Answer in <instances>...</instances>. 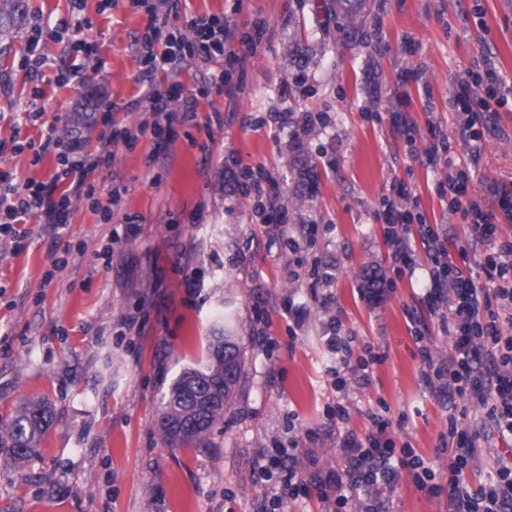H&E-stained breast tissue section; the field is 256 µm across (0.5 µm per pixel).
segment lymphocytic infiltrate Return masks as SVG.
<instances>
[{"instance_id":"1","label":"lymphocytic infiltrate","mask_w":512,"mask_h":512,"mask_svg":"<svg viewBox=\"0 0 512 512\" xmlns=\"http://www.w3.org/2000/svg\"><path fill=\"white\" fill-rule=\"evenodd\" d=\"M143 2L149 15L143 40L147 70H176L191 55L213 59L223 55L235 36L230 25L216 17L191 18L190 36H182L170 27L169 0ZM157 40L163 41V51H155L153 43ZM511 97L512 84L491 56L483 57L480 70L469 72L467 80L460 82L449 106L459 116L460 137L473 150H480L484 133L475 129L472 113ZM101 123L104 130L99 136V150L92 158L84 154L78 138L62 141L52 123L39 141H27L35 159L55 153L54 179L49 183L31 180L18 188L9 173L0 170V227L9 229L32 217L54 229L68 224L72 199L90 198L96 193L95 185L88 181L90 172L110 166L113 143L127 137L126 132L113 128L111 109H104ZM63 181L69 187L65 193H57V185ZM470 212L473 220L468 226L466 249L481 252L486 283L463 276L444 262L445 250L437 232L428 228L422 234L433 252L424 299L439 316L453 349L452 359L440 365L427 347H420L423 377L439 383L444 399L464 402L458 414L448 418V435L455 446L448 456L447 483L436 482L433 469L410 444L399 445L387 437L391 422L377 415L373 418L375 432L364 436L350 429L344 432L339 469L311 485L297 472H290L287 492L273 496L275 512H284L290 495L310 487L332 503L331 512H376L378 490L394 481L401 467L410 470L415 484L428 495H448L454 512H512V448L498 455L495 474L482 489L470 491L465 478L483 441L481 433L470 427L469 412H483L494 433L512 438V336L503 332L504 321L512 320V240H500L496 225L485 222L478 206H471ZM381 220L393 262L413 269L415 245L401 232L411 223V213L387 196L382 200Z\"/></svg>"}]
</instances>
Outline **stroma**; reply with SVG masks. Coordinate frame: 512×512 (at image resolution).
Wrapping results in <instances>:
<instances>
[{
    "mask_svg": "<svg viewBox=\"0 0 512 512\" xmlns=\"http://www.w3.org/2000/svg\"><path fill=\"white\" fill-rule=\"evenodd\" d=\"M318 0H170L172 26L226 18L236 37L223 57L158 71L171 92L170 139L140 133L153 117L143 100L139 40L148 15L136 0H26L10 37L0 41V170L15 183L49 181L53 155L34 162L15 141L38 138L26 112L68 127L76 108L113 103V122L138 130L112 147V165L89 176L95 199L73 200L70 222L52 231L29 221L25 240L0 231V420L23 402L49 400L56 422L39 454L15 466L0 448V512H270L289 471L312 480L339 467L345 430L367 433L387 406L396 442H410L438 480L448 454L438 442L446 408L438 386L420 377L419 345L447 361L451 340L423 301L429 265L416 247L415 272L394 276L378 217L392 184L404 183L421 223L437 226L448 258L468 233L439 186L445 164L429 148L447 142L467 170V199L481 204L499 235L512 218L490 192L512 193V102L494 106L496 126L480 156L458 134L448 99L482 54L512 80V0H368L358 28ZM91 19L87 40L98 59L70 52L46 34L42 72L22 68L35 24ZM81 67L80 86L57 85V70ZM224 68L233 85L208 81ZM407 113L417 150L387 112ZM284 116L269 131L267 113ZM270 176L286 224L261 220L237 188L233 163ZM123 184L118 204L108 195ZM116 217L105 220L102 209ZM385 281L380 293L365 273ZM229 314L243 339L236 398L206 445L173 448L157 421L184 367L206 362L217 318ZM352 337L354 357L380 352L365 384L336 388L331 323ZM423 343H416L414 332ZM344 394L346 423L328 411ZM378 512H452L447 496L421 492L410 474L386 487Z\"/></svg>",
    "mask_w": 512,
    "mask_h": 512,
    "instance_id": "obj_1",
    "label": "stroma"
}]
</instances>
